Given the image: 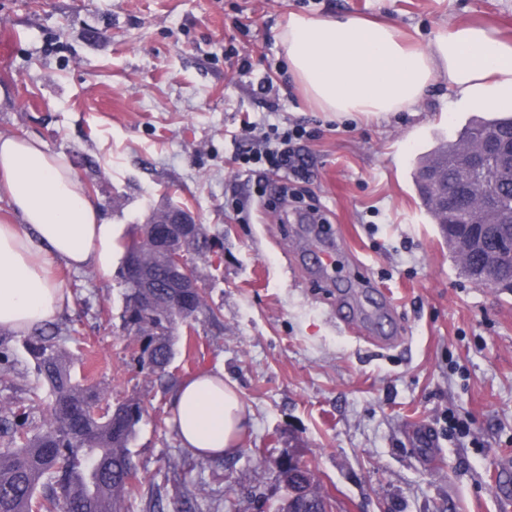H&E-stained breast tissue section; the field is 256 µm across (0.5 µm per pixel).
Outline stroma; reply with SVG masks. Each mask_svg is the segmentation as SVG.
Returning a JSON list of instances; mask_svg holds the SVG:
<instances>
[{
  "label": "stroma",
  "instance_id": "stroma-1",
  "mask_svg": "<svg viewBox=\"0 0 512 512\" xmlns=\"http://www.w3.org/2000/svg\"><path fill=\"white\" fill-rule=\"evenodd\" d=\"M355 16L425 43L445 26L485 24L512 40V0H0V133L41 139L82 176L105 218L130 236L176 205L215 242L198 262L205 303L195 355L168 376L132 370L120 264L58 267L72 296L54 321L88 350L77 370L109 402L139 395L129 448L150 495L186 478L195 512H275L276 458L300 454L338 512H500L512 462V291L476 285L448 250L413 184L420 156L454 138L476 108L450 107L438 81L414 112L336 122L293 81L277 39L289 13ZM249 56L230 70L229 48ZM272 80L267 93L260 81ZM306 121L304 188L347 250L316 275L317 248L289 200L287 174L233 161L230 135ZM0 400L40 390L19 341ZM222 366L250 414L240 450L206 460L183 448L168 404L184 377Z\"/></svg>",
  "mask_w": 512,
  "mask_h": 512
}]
</instances>
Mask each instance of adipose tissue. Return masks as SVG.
<instances>
[{"label":"adipose tissue","mask_w":512,"mask_h":512,"mask_svg":"<svg viewBox=\"0 0 512 512\" xmlns=\"http://www.w3.org/2000/svg\"><path fill=\"white\" fill-rule=\"evenodd\" d=\"M278 40L305 97L337 117L410 110L441 78L455 103H512V43L488 27L458 23L408 46L388 23L292 13ZM1 199L14 219L0 224V329L26 335L70 304L55 265L107 273L122 247L73 166L39 139L0 134ZM170 413L182 446L202 458L234 451L247 424L220 367L180 381Z\"/></svg>","instance_id":"ef3b65f1"}]
</instances>
